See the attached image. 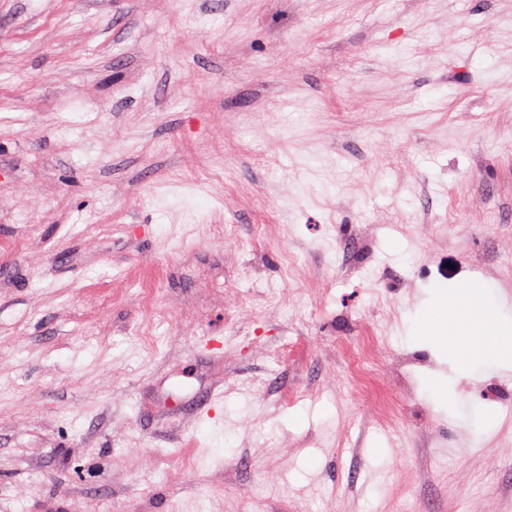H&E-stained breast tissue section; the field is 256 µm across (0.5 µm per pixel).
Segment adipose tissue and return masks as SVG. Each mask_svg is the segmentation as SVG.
Segmentation results:
<instances>
[{"label":"adipose tissue","instance_id":"obj_1","mask_svg":"<svg viewBox=\"0 0 512 512\" xmlns=\"http://www.w3.org/2000/svg\"><path fill=\"white\" fill-rule=\"evenodd\" d=\"M488 288L477 280L438 298L434 310L417 322V332L438 337L463 366L479 358L511 356L512 320L501 315Z\"/></svg>","mask_w":512,"mask_h":512}]
</instances>
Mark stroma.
Returning <instances> with one entry per match:
<instances>
[{"instance_id":"stroma-1","label":"stroma","mask_w":512,"mask_h":512,"mask_svg":"<svg viewBox=\"0 0 512 512\" xmlns=\"http://www.w3.org/2000/svg\"><path fill=\"white\" fill-rule=\"evenodd\" d=\"M507 256L512 0H0V512H512ZM488 288V283L476 280L466 289H448L454 293L448 294V300L439 297L416 323V331L421 336H437L463 367L479 358L511 359L512 322L490 300ZM435 308L443 312L437 313Z\"/></svg>"}]
</instances>
